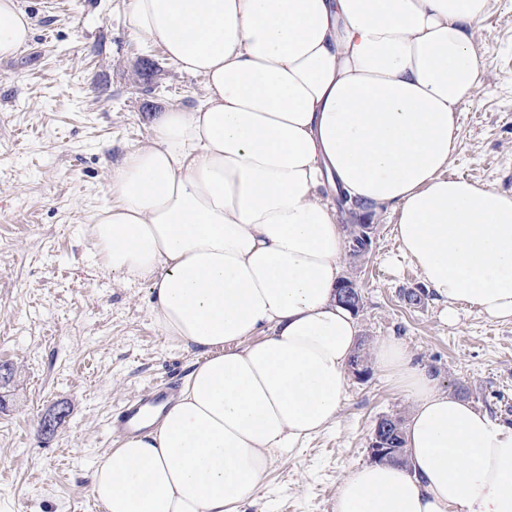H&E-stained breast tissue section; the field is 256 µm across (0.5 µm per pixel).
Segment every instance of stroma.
<instances>
[{
  "label": "stroma",
  "mask_w": 512,
  "mask_h": 512,
  "mask_svg": "<svg viewBox=\"0 0 512 512\" xmlns=\"http://www.w3.org/2000/svg\"><path fill=\"white\" fill-rule=\"evenodd\" d=\"M29 44L0 60V512H87L94 469L118 447L108 423L123 402L158 381L182 385L199 353L163 336L148 283L106 272L90 227L108 203L112 166L150 137L153 113L194 108L204 80L129 32L127 0H19ZM491 65L458 107L451 175L512 191V0L477 31ZM365 262L346 264L363 306L359 342L400 340L441 390L512 426V320L461 309L444 322L398 256L388 215L373 221ZM65 407L54 434L42 414ZM411 404L376 367L350 375L334 425L274 458L243 512H336L344 478L371 463L377 421L408 419Z\"/></svg>",
  "instance_id": "35a3bbf8"
}]
</instances>
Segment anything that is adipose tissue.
<instances>
[{
  "instance_id": "1",
  "label": "adipose tissue",
  "mask_w": 512,
  "mask_h": 512,
  "mask_svg": "<svg viewBox=\"0 0 512 512\" xmlns=\"http://www.w3.org/2000/svg\"><path fill=\"white\" fill-rule=\"evenodd\" d=\"M496 0H128V29L202 76L112 168L91 233L148 281L160 332L201 354L181 392L92 475L105 512H241L274 457L334 422L359 339L336 299L337 192L391 212L447 320L512 319V192L449 175ZM0 0V60L31 40ZM374 364L412 403L407 461L363 465L336 512H512V427L439 389L405 346Z\"/></svg>"
}]
</instances>
